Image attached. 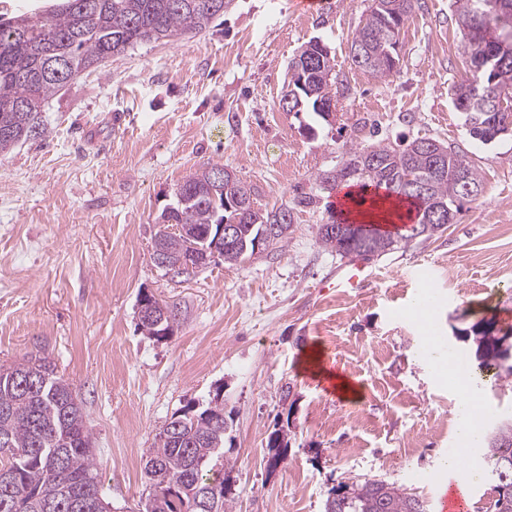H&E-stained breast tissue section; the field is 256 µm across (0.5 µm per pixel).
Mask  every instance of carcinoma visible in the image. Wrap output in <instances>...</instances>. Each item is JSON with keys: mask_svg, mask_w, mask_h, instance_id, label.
I'll use <instances>...</instances> for the list:
<instances>
[{"mask_svg": "<svg viewBox=\"0 0 512 512\" xmlns=\"http://www.w3.org/2000/svg\"><path fill=\"white\" fill-rule=\"evenodd\" d=\"M368 13L350 45L354 67L382 77L395 70L388 56L395 29L414 8V0H399L401 7L388 8L394 0H370ZM457 25L466 39L469 71L454 86L453 103L464 117L471 138L484 145L512 134V59L497 57L494 41L474 40L475 32L495 29L512 37V0L508 11L486 16L477 11L480 0H456ZM230 0H54L39 13L0 16V154L20 142L44 138L48 129L42 112L48 100L75 77L97 69L102 62L125 53L144 41H177L199 33L224 15ZM316 58L304 76L300 94L288 103L290 112H312L327 118L335 103L336 64L327 50L304 51ZM425 138H414L394 146L379 141L370 145L350 144L340 153L336 167L319 174V186L336 184L383 190L412 211L415 229L401 240L430 238L457 221L462 202L477 199L483 182L482 169L454 146L445 145L442 163L448 171L434 176L433 154L425 149ZM431 181L429 197L401 190L403 176ZM173 209L158 217L162 224H180L193 231L187 237L160 229L155 243L174 257L189 259L188 274L200 267L201 249L207 230L222 222L239 226V240L219 252L225 263L237 265L256 251L283 247L293 226V209L275 211L254 205L251 188L236 176L224 183L210 181L209 171L188 175L174 191ZM329 223L344 231L329 233L318 227V243L340 258L379 256L397 249L398 241L376 228L331 215ZM277 224L276 236L265 237L267 225ZM260 248H255V244ZM475 359L482 371L499 370L512 376V340L494 333L489 321L472 325ZM179 438H157L149 449V460L161 464L160 477L151 489L165 500L167 512H198L191 507L187 489L215 483L214 512H234L231 473L235 463L224 456L226 438L232 431L224 415V400L215 395L195 407L189 403L179 411ZM18 453L0 454V512H73L71 500L94 498L102 493L97 481L91 434L86 414L71 384L59 375L46 356L24 357L0 367V441ZM489 471L496 472L500 487L492 512H512V418L488 435L485 452ZM323 512H430L427 501L408 489L382 479H365L331 490Z\"/></svg>", "mask_w": 512, "mask_h": 512, "instance_id": "1", "label": "carcinoma"}]
</instances>
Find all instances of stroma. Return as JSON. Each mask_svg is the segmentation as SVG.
Masks as SVG:
<instances>
[{
	"instance_id": "stroma-1",
	"label": "stroma",
	"mask_w": 512,
	"mask_h": 512,
	"mask_svg": "<svg viewBox=\"0 0 512 512\" xmlns=\"http://www.w3.org/2000/svg\"><path fill=\"white\" fill-rule=\"evenodd\" d=\"M368 5L319 0L306 15L297 0H232L198 34L82 73L46 105L48 136L0 155V366L46 356L73 384L112 512L147 500V450L171 416L217 394L233 422L235 512H323L332 488L368 478L441 512L440 487L422 476L457 451L460 393L424 355L425 336L471 364L459 330L483 318L512 328V137L481 144L454 107L467 62L455 0H416L384 78L349 58ZM314 39L336 61L327 121L280 104ZM385 137L456 146L481 166L482 193L445 231L371 258L372 279L344 290V260L317 241L334 196L315 178L343 142ZM214 165L251 185L258 207H292L288 240L240 265L167 274L152 261L156 219L177 184ZM305 194L315 204L298 205ZM146 292L179 309L168 338L137 327ZM315 361L359 399L314 375ZM478 397L485 427L512 417V385L494 374ZM285 418L290 445L271 474L266 442ZM485 469L478 448L450 476L470 512L488 504Z\"/></svg>"
}]
</instances>
